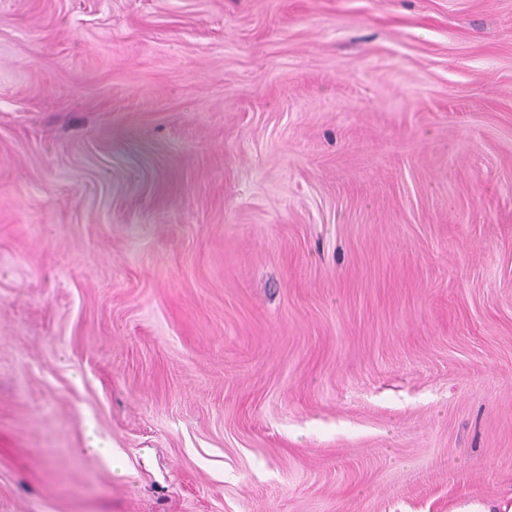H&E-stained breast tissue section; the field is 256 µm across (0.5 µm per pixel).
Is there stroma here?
Wrapping results in <instances>:
<instances>
[{"mask_svg":"<svg viewBox=\"0 0 512 512\" xmlns=\"http://www.w3.org/2000/svg\"><path fill=\"white\" fill-rule=\"evenodd\" d=\"M510 495L512 0H0V512Z\"/></svg>","mask_w":512,"mask_h":512,"instance_id":"35a3bbf8","label":"stroma"}]
</instances>
